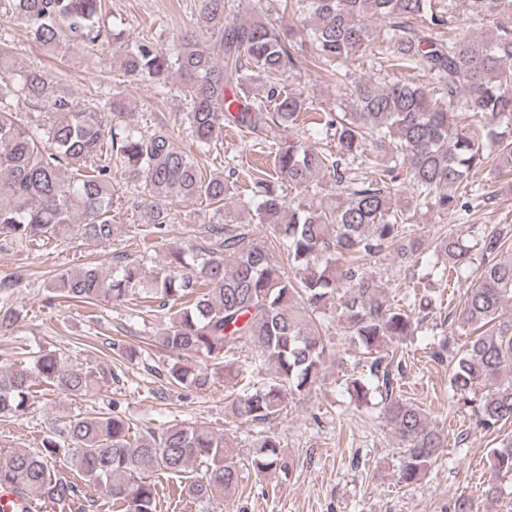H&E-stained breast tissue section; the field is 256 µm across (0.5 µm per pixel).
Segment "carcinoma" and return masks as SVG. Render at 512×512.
Wrapping results in <instances>:
<instances>
[{
  "label": "carcinoma",
  "mask_w": 512,
  "mask_h": 512,
  "mask_svg": "<svg viewBox=\"0 0 512 512\" xmlns=\"http://www.w3.org/2000/svg\"><path fill=\"white\" fill-rule=\"evenodd\" d=\"M291 2L298 22L282 30L241 18L235 0H199L192 28L174 34L167 50L148 37L126 44L123 31L103 22L106 0H0V18L20 19L47 53L111 44L125 77L147 80L164 93L169 76H178L198 147L209 148L222 129L234 127L273 157L274 174L254 179L252 197L241 202L251 223L228 211L222 222L205 227L202 243L167 250L149 278L139 262L121 260L108 275L95 268L62 272L49 293L116 305L136 294L156 300L167 316L158 343L179 358H202L166 368L172 384L205 390L219 370L232 376L225 351L250 347L257 369L273 365L275 375L242 389L227 409L253 424L278 416L286 396L315 388L327 349L313 316L333 310L366 356L367 374L346 389L359 403L372 390L380 393L379 417L398 442L399 480L409 485L444 453L448 436L398 393L393 356L384 346L416 334L433 300L424 294L390 301L371 272L381 260L390 258L401 274L431 252L436 261L429 276L459 282L473 252L481 254V267L455 309L454 322L468 343L452 352L445 337L428 350L432 360L451 366V398L484 390L476 426L491 430L512 421V225L482 228L471 242L446 234L430 238L412 224L418 214L463 220L493 204L494 197L470 184L488 149L497 174L512 177V0H467L488 32L461 30L446 39L438 36L450 24L445 0ZM5 36L0 30V235L36 247L68 235L88 246L110 242L118 230L112 223L114 165L144 179L154 240L165 232L161 202L168 197L214 205L233 195V183L205 177L170 131H139L121 93L98 87L78 108L39 68L17 70ZM301 46L345 87L349 110L317 109L304 93L287 89ZM363 58L404 71L410 80L355 81L350 65ZM21 97L44 104V123L17 118L13 101ZM308 112L317 128L333 132V149H308L286 134ZM478 114L488 121H474ZM355 166L372 168L377 177L357 182ZM319 177L340 194L323 193L314 183ZM282 180L309 201H286L277 189ZM404 183L411 199L401 205ZM463 185L470 190L457 193ZM13 287L0 279L4 332L21 318L8 304ZM110 380L108 365L79 368L63 352L39 350L26 364L0 365V416L25 414L38 386L78 397ZM62 455L114 512H157L150 473L182 479L188 496L211 503L236 491L246 468L264 480L285 479L294 467L273 432L253 436L240 459L223 434L203 427L140 431L120 415L75 414L41 448L1 457L0 487L30 503L72 502L78 486L57 469ZM488 460L498 473L512 475V441L491 449Z\"/></svg>",
  "instance_id": "1"
}]
</instances>
